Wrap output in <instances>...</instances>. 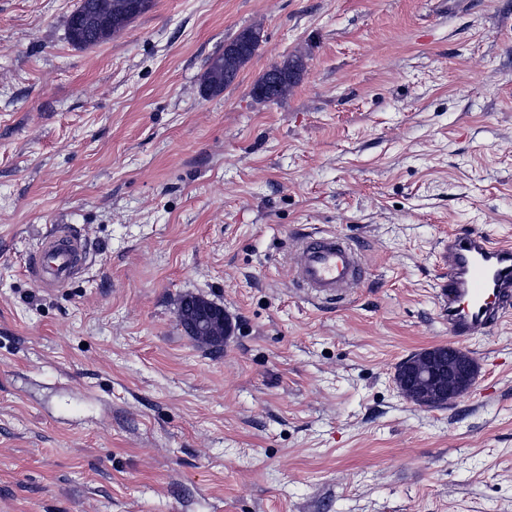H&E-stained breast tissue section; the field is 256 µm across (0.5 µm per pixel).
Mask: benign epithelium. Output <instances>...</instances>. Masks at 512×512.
<instances>
[{"mask_svg": "<svg viewBox=\"0 0 512 512\" xmlns=\"http://www.w3.org/2000/svg\"><path fill=\"white\" fill-rule=\"evenodd\" d=\"M187 333L200 345H218L229 335V320L224 309L206 299L187 300L178 309ZM421 365H412L406 386L423 402L444 396L454 400L466 393L477 375V362L457 346L446 344L427 349Z\"/></svg>", "mask_w": 512, "mask_h": 512, "instance_id": "obj_1", "label": "benign epithelium"}]
</instances>
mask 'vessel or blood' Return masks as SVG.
<instances>
[{
  "instance_id": "vessel-or-blood-1",
  "label": "vessel or blood",
  "mask_w": 512,
  "mask_h": 512,
  "mask_svg": "<svg viewBox=\"0 0 512 512\" xmlns=\"http://www.w3.org/2000/svg\"><path fill=\"white\" fill-rule=\"evenodd\" d=\"M293 285L311 299L338 302L362 280L367 267L362 253L334 232L302 234L293 241ZM84 249L74 235L44 236L28 261L30 275L43 287L67 280ZM439 259L447 272L440 284L448 335L461 341L493 333L512 316V242L471 229L449 234Z\"/></svg>"
}]
</instances>
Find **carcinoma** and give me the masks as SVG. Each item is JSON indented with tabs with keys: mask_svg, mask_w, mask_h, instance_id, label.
I'll return each mask as SVG.
<instances>
[{
	"mask_svg": "<svg viewBox=\"0 0 512 512\" xmlns=\"http://www.w3.org/2000/svg\"><path fill=\"white\" fill-rule=\"evenodd\" d=\"M127 0H79L77 8L67 20V34L70 43L76 47L98 45L131 23L136 15L128 14ZM245 61L227 57L220 53L210 59L202 76L201 85L209 92H219L231 84L226 72L239 69ZM279 73V89L274 100L283 98L296 82L297 68L291 63L273 66Z\"/></svg>",
	"mask_w": 512,
	"mask_h": 512,
	"instance_id": "1",
	"label": "carcinoma"
}]
</instances>
